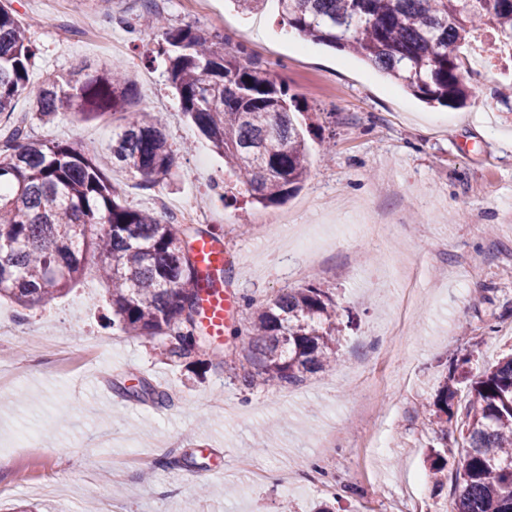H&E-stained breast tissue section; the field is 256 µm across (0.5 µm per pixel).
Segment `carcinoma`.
<instances>
[{"mask_svg": "<svg viewBox=\"0 0 512 512\" xmlns=\"http://www.w3.org/2000/svg\"><path fill=\"white\" fill-rule=\"evenodd\" d=\"M283 22L305 38L358 55L427 104L461 107L474 93L457 48L493 22L488 50L512 43V0H278ZM161 51L183 112L213 148L251 202L284 199L305 180L309 153L292 109L296 97L257 63H244L224 44L189 24L170 26L151 8ZM36 45L10 0H0V299L23 308L67 293L84 275L83 256L98 257L97 277L112 308V324L130 336L167 341L170 358L209 357L223 351L197 332L195 244L210 229L166 224L126 206L108 179L116 165L144 178L147 188L172 176L175 153L148 108L126 112L135 95L130 75L105 66L94 75L50 76L36 96L43 121L71 113L83 120L120 113L107 148L88 154L63 142L29 139L12 119L28 88ZM344 318L336 301L316 286L282 292L256 312L244 357L250 388L296 384L336 362ZM469 380L461 417L460 463L452 512H512V355ZM456 377L437 390L429 416L452 419ZM122 393L163 405L168 394L147 382ZM433 486L444 485L440 452L430 456Z\"/></svg>", "mask_w": 512, "mask_h": 512, "instance_id": "obj_1", "label": "carcinoma"}]
</instances>
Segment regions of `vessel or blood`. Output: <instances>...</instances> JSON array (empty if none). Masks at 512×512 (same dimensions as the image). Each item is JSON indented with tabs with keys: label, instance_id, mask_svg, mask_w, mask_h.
Wrapping results in <instances>:
<instances>
[{
	"label": "vessel or blood",
	"instance_id": "vessel-or-blood-1",
	"mask_svg": "<svg viewBox=\"0 0 512 512\" xmlns=\"http://www.w3.org/2000/svg\"><path fill=\"white\" fill-rule=\"evenodd\" d=\"M231 264V255L220 236H203L196 243L198 271V321L212 341L224 342V327L233 318L238 299L224 287V271Z\"/></svg>",
	"mask_w": 512,
	"mask_h": 512
}]
</instances>
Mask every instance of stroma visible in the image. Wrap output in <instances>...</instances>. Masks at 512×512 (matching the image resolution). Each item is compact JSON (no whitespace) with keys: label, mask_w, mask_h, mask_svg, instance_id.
I'll return each instance as SVG.
<instances>
[{"label":"stroma","mask_w":512,"mask_h":512,"mask_svg":"<svg viewBox=\"0 0 512 512\" xmlns=\"http://www.w3.org/2000/svg\"><path fill=\"white\" fill-rule=\"evenodd\" d=\"M39 48L15 117L29 136L104 148L118 119L39 121L29 108L47 74H95L119 64L137 83L131 109L149 106L176 153L173 179L148 189L117 168L110 180L123 202L156 212L204 204L231 253V289L254 309L282 291L315 285L352 317L340 336L335 369L291 386L292 398L257 384L244 390L249 367L232 337L224 366L170 361L159 342L112 327V310L86 257L72 290L32 310L4 299L17 336L0 335V512H98L115 498L121 512H436L452 486L434 489L430 448H446L458 466L456 427L419 416L452 363L466 359L479 375L512 352V114L492 88L512 71L487 67L469 82L466 106L427 105L389 83L351 53L288 37L277 0L244 15L228 0H163L174 26L191 24L225 48L262 63L307 109L308 175L301 188L263 208L224 172L181 109L158 47L159 31H129L90 11L83 0H12ZM108 27L109 41L81 27ZM169 202L159 210L157 196ZM238 221L225 224V212ZM284 213L306 232L310 250L286 253L288 233L253 221ZM384 226V235L354 236L350 225ZM49 330L61 347L23 346L21 335ZM146 381L168 393L159 406L129 398L122 387ZM222 394L236 411L211 406ZM164 457H157V449ZM223 464L200 496L190 475ZM261 470L263 479L252 477Z\"/></svg>","instance_id":"stroma-1"}]
</instances>
